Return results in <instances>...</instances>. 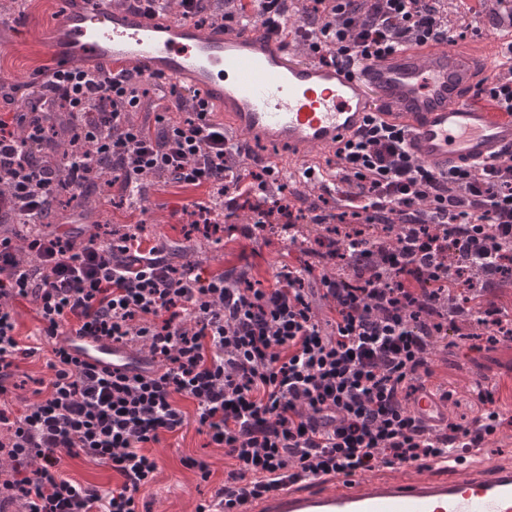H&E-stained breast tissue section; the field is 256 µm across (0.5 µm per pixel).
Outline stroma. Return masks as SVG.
Listing matches in <instances>:
<instances>
[{
    "label": "stroma",
    "mask_w": 512,
    "mask_h": 512,
    "mask_svg": "<svg viewBox=\"0 0 512 512\" xmlns=\"http://www.w3.org/2000/svg\"><path fill=\"white\" fill-rule=\"evenodd\" d=\"M26 3L25 11L0 16V82L9 85L26 84L36 79L41 70L56 67V59L46 49L47 41L71 6L70 0H26ZM203 198L200 191L153 184L141 198L133 220L144 224L147 238L165 243L169 257L182 252L187 261L202 263L214 271L244 270L266 284L272 282L282 265L305 262V254L279 236L258 241L235 237L218 245L186 240L176 211ZM96 205V219L92 222L85 218L81 208L70 206L58 210L53 231L68 229L76 239L84 240L94 233L96 225L124 223L122 211L112 205L110 197H98ZM431 360L437 368L438 382L451 385L459 393L461 402L451 406L452 415L470 416L468 390L476 376L483 374L496 383L502 408L512 417V341L474 359L468 356L466 348L446 350L438 346L433 349ZM50 376L45 354L23 360L16 378L18 387L8 400L12 412L23 411L32 398L36 380ZM151 452L158 462V470L152 486L139 496L140 512H194L224 480V451L208 447L207 438L198 433L196 423H189L182 433L153 445ZM185 455L208 462L212 472L208 481H201L194 470L182 464ZM60 471L64 476L102 489L120 481L115 472L84 456L63 457Z\"/></svg>",
    "instance_id": "obj_1"
}]
</instances>
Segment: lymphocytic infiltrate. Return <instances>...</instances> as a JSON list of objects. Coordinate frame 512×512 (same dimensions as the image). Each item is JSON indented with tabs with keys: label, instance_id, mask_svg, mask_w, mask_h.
I'll use <instances>...</instances> for the list:
<instances>
[{
	"label": "lymphocytic infiltrate",
	"instance_id": "lymphocytic-infiltrate-1",
	"mask_svg": "<svg viewBox=\"0 0 512 512\" xmlns=\"http://www.w3.org/2000/svg\"><path fill=\"white\" fill-rule=\"evenodd\" d=\"M150 15L177 11L209 24L207 0H122ZM225 25L263 26L300 40L325 66H351L397 49L457 44L475 25L450 17L444 0H225ZM474 95L512 113V60L494 64ZM168 89L150 128L128 125L144 88ZM0 223H40L60 182L37 162L50 149L54 112L66 110L81 150L65 159L77 193L112 160L122 193L146 179L204 187L224 198L181 208L186 236L221 243L253 239L269 221L313 224L290 244L328 255L343 273L309 263L282 266L272 284L246 272L174 267L164 244L131 228L76 242L36 232L23 244L0 238V399L15 389L20 360L37 354L18 339L17 303L35 307L41 334L97 336L157 360L151 376L82 366L62 346L46 362L52 378L10 418L0 407V512H139L138 495L158 469L150 445L196 420L230 463L215 512H239L249 498L337 472L363 474L401 464L439 463L481 452L506 424L496 386L475 385L470 420L424 424L411 410L425 388L435 341L490 352L512 340V148L490 163L441 172L410 153L404 127L379 113L327 161L328 183L311 169L283 174L229 137L214 104L189 86L125 71L101 78L76 64L53 68L25 89L0 87ZM190 110V118L179 113ZM319 189L303 209L299 188ZM334 202L351 214L333 229ZM251 219L240 223L241 212ZM191 401L186 415L181 400ZM85 455L119 474L100 490L62 477L61 456Z\"/></svg>",
	"mask_w": 512,
	"mask_h": 512
}]
</instances>
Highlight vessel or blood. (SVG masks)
I'll use <instances>...</instances> for the list:
<instances>
[{
    "mask_svg": "<svg viewBox=\"0 0 512 512\" xmlns=\"http://www.w3.org/2000/svg\"><path fill=\"white\" fill-rule=\"evenodd\" d=\"M47 50L67 66L105 62L115 72L137 69L190 83L223 104L244 141L287 150L299 160L335 149L376 106L386 120L408 127L411 153L437 170L492 162L512 146V114L470 101L475 63L445 44L396 51L355 69L326 67L300 58L261 27L211 32L184 18L79 0ZM63 342L98 369L126 375L158 370L118 343L81 336ZM412 408L435 426L450 415L432 379ZM241 512H512V460L341 473L249 499Z\"/></svg>",
    "mask_w": 512,
    "mask_h": 512,
    "instance_id": "b4317fda",
    "label": "vessel or blood"
}]
</instances>
